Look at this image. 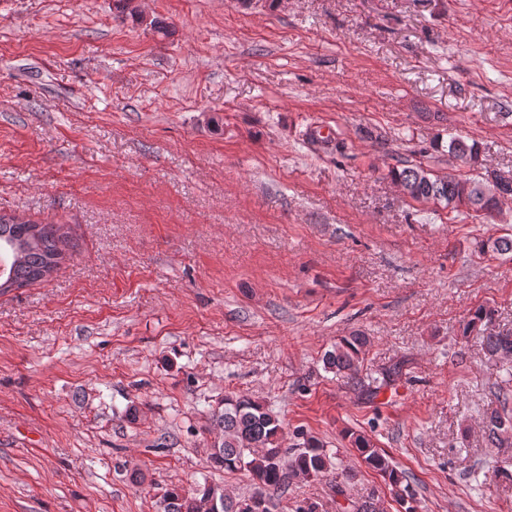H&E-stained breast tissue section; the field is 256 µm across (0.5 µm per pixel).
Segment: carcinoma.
Returning <instances> with one entry per match:
<instances>
[{
    "label": "carcinoma",
    "instance_id": "obj_1",
    "mask_svg": "<svg viewBox=\"0 0 512 512\" xmlns=\"http://www.w3.org/2000/svg\"><path fill=\"white\" fill-rule=\"evenodd\" d=\"M448 153L455 158L467 156L470 166L482 165L476 143L451 138ZM389 176L404 188L414 201L432 203L458 212L465 208L486 217L499 207V200L512 196V177L494 175L491 178L471 179L446 174L437 175L422 166H407L389 170ZM67 236L60 224H36L16 215H0V254L11 258L8 270L0 273V292L22 288L49 277L64 261ZM480 251L499 255L512 253V237L489 238L480 243ZM495 312L479 306L472 313L464 332L485 331L484 349L492 357H512V333H492L489 327ZM368 338L353 332L340 337L323 356L325 368L347 380L355 379L364 361ZM501 409L486 413L484 431L488 441L502 444L512 434V414L508 413L509 398L499 399ZM214 422L222 438L212 446L210 461L213 467L227 472L245 471L255 485V491L243 499H234L219 485L204 484L197 492L184 494L178 488L167 491L163 512H200L201 502L216 497L224 503L223 512H272V501L266 491H288L293 476L320 477L330 462L324 445L313 436L303 440L302 448L290 452L282 448L281 421L263 404L244 394L224 398V409L214 414ZM350 446L368 468L388 481L391 491L405 512H416L414 497L402 486L403 473L391 458L377 448L373 438L363 431L349 430L345 434Z\"/></svg>",
    "mask_w": 512,
    "mask_h": 512
}]
</instances>
